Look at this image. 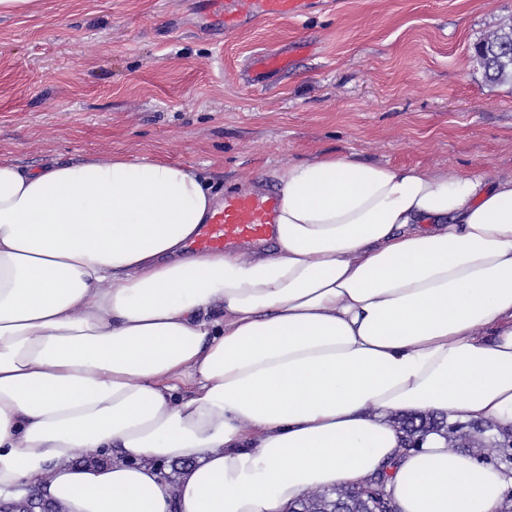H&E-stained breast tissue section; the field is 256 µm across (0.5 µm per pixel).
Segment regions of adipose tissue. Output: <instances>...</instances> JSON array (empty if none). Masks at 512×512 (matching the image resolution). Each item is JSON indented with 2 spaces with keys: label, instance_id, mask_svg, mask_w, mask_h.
Segmentation results:
<instances>
[{
  "label": "adipose tissue",
  "instance_id": "1",
  "mask_svg": "<svg viewBox=\"0 0 512 512\" xmlns=\"http://www.w3.org/2000/svg\"><path fill=\"white\" fill-rule=\"evenodd\" d=\"M276 178L272 251L191 253L219 206L198 169L0 161L1 499L288 512L384 468L397 512H512V471L390 421L512 427V176L335 156Z\"/></svg>",
  "mask_w": 512,
  "mask_h": 512
}]
</instances>
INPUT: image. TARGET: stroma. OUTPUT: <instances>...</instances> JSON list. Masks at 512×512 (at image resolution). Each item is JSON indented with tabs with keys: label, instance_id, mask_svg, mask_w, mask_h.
Listing matches in <instances>:
<instances>
[{
	"label": "stroma",
	"instance_id": "35a3bbf8",
	"mask_svg": "<svg viewBox=\"0 0 512 512\" xmlns=\"http://www.w3.org/2000/svg\"><path fill=\"white\" fill-rule=\"evenodd\" d=\"M512 0H316L225 34L210 0H34L0 15V160L146 153L217 192L327 156L512 174V84L474 47ZM261 55L287 70L247 79Z\"/></svg>",
	"mask_w": 512,
	"mask_h": 512
}]
</instances>
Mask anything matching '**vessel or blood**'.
Returning <instances> with one entry per match:
<instances>
[{"label":"vessel or blood","mask_w":512,"mask_h":512,"mask_svg":"<svg viewBox=\"0 0 512 512\" xmlns=\"http://www.w3.org/2000/svg\"><path fill=\"white\" fill-rule=\"evenodd\" d=\"M311 7V0H224L222 20L225 34L236 33L255 18L293 21ZM279 202L270 192L225 195L223 204L203 225L192 247L198 251H220L242 243L270 237Z\"/></svg>","instance_id":"vessel-or-blood-1"}]
</instances>
